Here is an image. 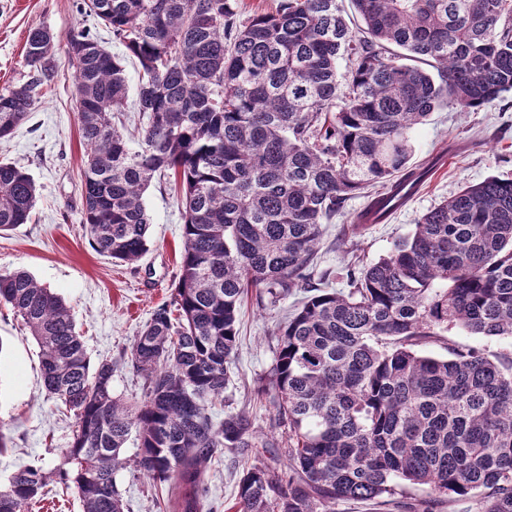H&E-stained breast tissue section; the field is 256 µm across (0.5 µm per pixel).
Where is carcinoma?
<instances>
[{
	"mask_svg": "<svg viewBox=\"0 0 512 512\" xmlns=\"http://www.w3.org/2000/svg\"><path fill=\"white\" fill-rule=\"evenodd\" d=\"M282 0L239 20L234 0H82L137 59V147L125 121L120 60L84 27L64 52L73 68L87 161V235L101 255L134 264L148 251L142 195L157 176L182 185L179 270L170 299L120 361L144 398L112 392L115 365L93 366L69 307L25 271L0 274V303L36 340L44 383L74 417L63 461L16 471L0 512H25L55 483L82 512H125L115 475L135 437L134 468L167 488L166 512H204L207 464L255 448L244 412L214 420L249 292L271 302L313 278L322 226L365 194L356 223L384 221L442 161L411 163L412 134L441 107L469 112L512 91V0ZM55 36L30 31L28 79L0 93V139L27 118L56 69ZM352 63L339 92V62ZM37 187L0 161V232L30 220ZM450 326L512 338V180L465 186L423 214L379 261L346 270L278 327L274 364L256 393H274L288 469L253 463L236 512L397 507L396 487L468 496L477 512H512V357L450 343L418 346Z\"/></svg>",
	"mask_w": 512,
	"mask_h": 512,
	"instance_id": "carcinoma-1",
	"label": "carcinoma"
}]
</instances>
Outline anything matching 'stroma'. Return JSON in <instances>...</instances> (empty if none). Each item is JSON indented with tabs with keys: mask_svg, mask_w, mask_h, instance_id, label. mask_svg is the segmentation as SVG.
Returning <instances> with one entry per match:
<instances>
[{
	"mask_svg": "<svg viewBox=\"0 0 512 512\" xmlns=\"http://www.w3.org/2000/svg\"><path fill=\"white\" fill-rule=\"evenodd\" d=\"M76 3L0 0V91L26 79L23 54L31 30L44 28L61 38L73 27L84 26L104 48L122 57L129 86L125 120L128 128H135L141 121L138 63L110 29L80 15ZM56 62L55 77L42 90L35 109L9 140L0 141V161L25 166L38 189L29 223L0 234V273L26 271L59 294L73 313L91 363L118 361L170 294L180 262L183 220L170 184L153 181L144 194L151 218L148 251L133 264L113 262L95 251L81 223L86 152L74 111L73 72L64 52H57ZM413 142L414 163H424L444 148L449 154L385 222L354 230L353 221L367 203L366 197L357 196L348 201L343 216L325 225L317 267L333 270V288H341L339 276L351 256H360L367 264L385 257L423 213L461 187L491 176L512 179V93L471 112H434L414 131ZM300 299L296 293L274 306L253 295L244 301L230 381L223 402L214 407L216 413L245 411L259 434L284 436L271 397L258 396L255 388L274 363L278 325ZM73 424L45 393L35 339L9 307L0 305V433L10 444L0 455V485H7L14 472L34 461L53 471ZM136 453L135 441H128L122 450L128 465L116 474L127 510L163 512L165 490L129 465ZM247 461L277 470L287 463L280 448L225 449L206 469L216 512H226L232 505L241 466Z\"/></svg>",
	"mask_w": 512,
	"mask_h": 512,
	"instance_id": "1",
	"label": "stroma"
}]
</instances>
